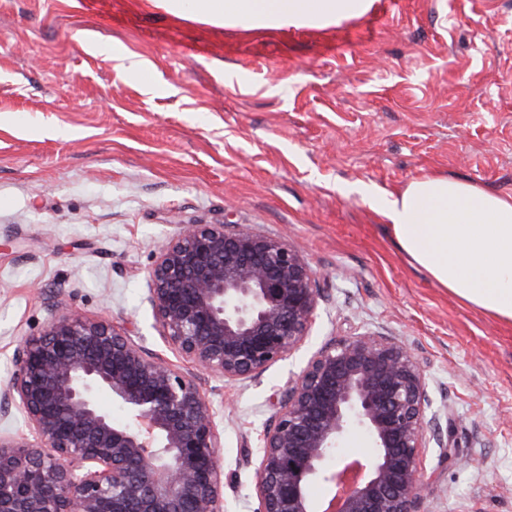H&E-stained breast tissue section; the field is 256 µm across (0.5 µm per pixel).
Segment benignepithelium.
I'll list each match as a JSON object with an SVG mask.
<instances>
[{
  "instance_id": "1",
  "label": "benign epithelium",
  "mask_w": 512,
  "mask_h": 512,
  "mask_svg": "<svg viewBox=\"0 0 512 512\" xmlns=\"http://www.w3.org/2000/svg\"><path fill=\"white\" fill-rule=\"evenodd\" d=\"M319 290L284 238L236 224H185L150 271L160 336L227 381L289 358L315 320ZM106 390L125 410L97 404ZM0 403L29 434L0 436V512H224L212 403L193 377L156 359L105 317L52 316L14 353ZM442 410L408 346L356 333L321 347L277 396L260 435L256 512H314L310 487L351 462L329 461L352 427L369 446L339 512H420L424 452L449 457Z\"/></svg>"
}]
</instances>
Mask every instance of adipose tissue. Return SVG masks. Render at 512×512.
<instances>
[{
    "instance_id": "adipose-tissue-1",
    "label": "adipose tissue",
    "mask_w": 512,
    "mask_h": 512,
    "mask_svg": "<svg viewBox=\"0 0 512 512\" xmlns=\"http://www.w3.org/2000/svg\"><path fill=\"white\" fill-rule=\"evenodd\" d=\"M367 0H193L228 20L278 27L361 11ZM379 212L411 262L462 302L512 324V196L440 175L410 182Z\"/></svg>"
}]
</instances>
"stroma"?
Instances as JSON below:
<instances>
[{"mask_svg": "<svg viewBox=\"0 0 512 512\" xmlns=\"http://www.w3.org/2000/svg\"><path fill=\"white\" fill-rule=\"evenodd\" d=\"M426 175L512 195V0H371L280 28L171 0H0V384L54 311L184 366L148 272L178 225L238 224L286 237L321 299L259 377L194 372L225 512L258 506L274 395L366 331L405 342L448 412L422 512H512V324L412 265L376 211Z\"/></svg>", "mask_w": 512, "mask_h": 512, "instance_id": "1", "label": "stroma"}]
</instances>
